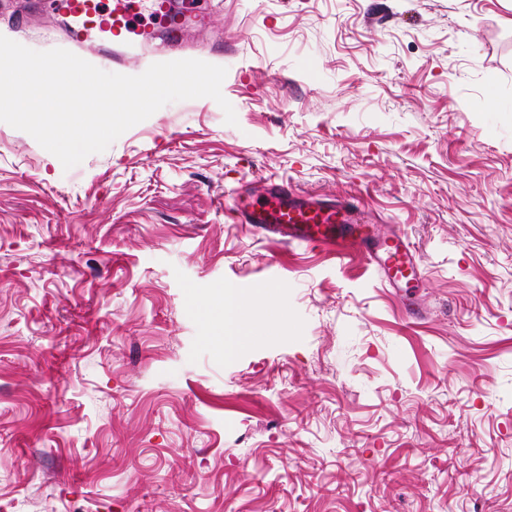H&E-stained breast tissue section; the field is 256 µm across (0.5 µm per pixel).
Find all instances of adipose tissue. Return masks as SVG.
<instances>
[{
    "instance_id": "1",
    "label": "adipose tissue",
    "mask_w": 512,
    "mask_h": 512,
    "mask_svg": "<svg viewBox=\"0 0 512 512\" xmlns=\"http://www.w3.org/2000/svg\"><path fill=\"white\" fill-rule=\"evenodd\" d=\"M211 307L218 314L217 350L231 357L244 348L250 318V300L232 288L218 290L211 298Z\"/></svg>"
}]
</instances>
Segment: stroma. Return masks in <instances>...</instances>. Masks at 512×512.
Returning a JSON list of instances; mask_svg holds the SVG:
<instances>
[{
	"mask_svg": "<svg viewBox=\"0 0 512 512\" xmlns=\"http://www.w3.org/2000/svg\"><path fill=\"white\" fill-rule=\"evenodd\" d=\"M222 94L64 169L0 122V512H512V0H202ZM47 0L0 35L96 67ZM352 196L417 277L278 248L265 179ZM254 305L212 342L214 289ZM250 306V300L233 288L218 290L211 297L210 307L219 315L215 347L227 358L236 355L248 344Z\"/></svg>",
	"mask_w": 512,
	"mask_h": 512,
	"instance_id": "35a3bbf8",
	"label": "stroma"
}]
</instances>
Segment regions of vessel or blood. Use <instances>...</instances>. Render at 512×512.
Here are the masks:
<instances>
[{
	"mask_svg": "<svg viewBox=\"0 0 512 512\" xmlns=\"http://www.w3.org/2000/svg\"><path fill=\"white\" fill-rule=\"evenodd\" d=\"M54 10L70 17V40L81 45L91 33L111 35L113 42L131 36L150 40L155 26H162L168 41L180 46L185 40V15L194 11V0H184L182 14H175L168 0H53ZM235 221L249 225L266 240L279 245L318 243L338 255L364 254L388 282L415 276L410 243L399 236L382 239L372 230L355 198L324 200L302 195L277 180H268L259 197L238 198L231 211Z\"/></svg>",
	"mask_w": 512,
	"mask_h": 512,
	"instance_id": "b4317fda",
	"label": "vessel or blood"
}]
</instances>
